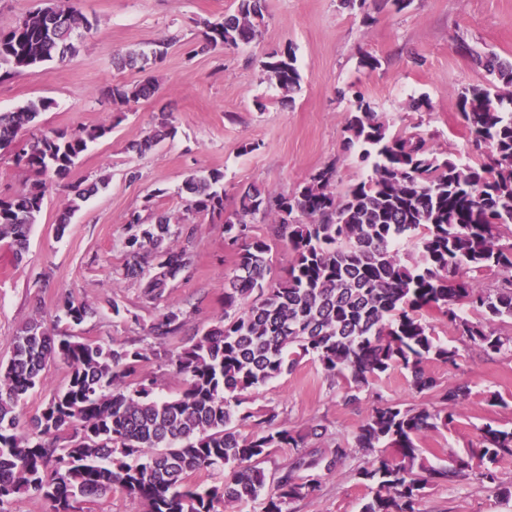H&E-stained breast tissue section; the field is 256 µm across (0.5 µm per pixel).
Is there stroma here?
<instances>
[{"label": "stroma", "mask_w": 512, "mask_h": 512, "mask_svg": "<svg viewBox=\"0 0 512 512\" xmlns=\"http://www.w3.org/2000/svg\"><path fill=\"white\" fill-rule=\"evenodd\" d=\"M265 5L266 26L258 41L201 52L203 21L234 12L238 0H81L83 13L96 24L80 38L75 56L0 80V112L48 98L54 106L42 113V130L111 128L65 178L55 180L23 259L0 245V363L9 359L17 332L34 318L52 333L70 330L103 344L143 346L151 341L154 319L173 305L184 311L186 323L168 342L171 350L215 324L224 315V275L234 265L223 225L191 218L192 270L151 302L137 283L113 280L125 260L130 213L138 212L146 224L161 212L185 217L182 182L193 171L221 172L230 208L247 187L289 192L332 160L336 192L344 194L368 178L372 165L344 148L350 104L342 92H361L391 132L417 133L436 152L481 161L458 113V97L465 89L490 86L493 78L455 44L463 41L512 60V0H411L400 11L390 5L375 8L372 0L355 9L342 0H265ZM161 39L170 45L155 70L158 93L113 109L106 88L145 77L136 67L116 69V60L149 50ZM288 46L301 76L289 96L264 79L260 68L265 56ZM366 54L378 59L375 70L360 67ZM416 100L421 108H413ZM163 111L173 116L175 137L141 156L128 152V144L149 134ZM132 168L140 173L134 182L126 176ZM92 183L98 191L72 214L64 233H57L73 186ZM67 296L97 308V315L70 327L60 310ZM112 299L124 307L123 317L113 316ZM424 319L442 343L458 350L455 364L432 361L427 372L441 385L465 383L471 390L455 421L422 441L428 461L445 466L468 456L483 426L512 427V353L486 356L457 336L441 313L427 312ZM493 394L501 396V404H490ZM360 397V405L345 404L341 384L308 355L292 372L244 394L243 406L276 408L291 428L322 426V436L311 446L328 458L336 445H351L373 404L429 408L436 402L434 393L412 389L409 375L400 370L374 381ZM368 458L353 448L336 468L314 470L316 495L288 504V512H361L369 490L355 472ZM494 471L492 483L460 479L428 486L418 502L420 512H512V498L501 493L512 487V457L495 464Z\"/></svg>", "instance_id": "stroma-1"}]
</instances>
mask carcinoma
<instances>
[{
	"mask_svg": "<svg viewBox=\"0 0 512 512\" xmlns=\"http://www.w3.org/2000/svg\"><path fill=\"white\" fill-rule=\"evenodd\" d=\"M264 2L239 0L236 13L203 21L200 49L256 41L265 27ZM92 28L74 0H56L0 29V68L6 67L0 79L55 58L65 61L77 51L74 37ZM456 48L512 86V62L464 42ZM165 54L166 43L159 41L127 63L151 70ZM262 68L285 93L300 85L289 47L269 55ZM157 90L158 80L149 75L114 83L106 95L120 109ZM52 105L40 98L0 112V150L14 153L34 176L27 189L0 195V243L18 259L51 186L44 177L68 173L89 144L112 130L103 124L34 132ZM459 115L473 142L490 147L492 164L464 163L452 152H435L419 135L391 133L358 93L345 118V147L372 161V174L341 196L333 191L336 163L330 162L290 193L249 187L229 213L221 175L189 174L183 181L187 213L224 224L225 244L235 255L232 272L224 275V317L176 352L166 344L185 324L177 307L151 325L149 348L52 334L38 319L26 323L0 364V512L24 493L42 497L51 512H72L78 499L105 496L116 486L138 498L145 512H227L257 499L261 512H286L288 503L316 494L317 480L308 471L336 466L351 448L337 445L326 461L308 449L310 433L286 427L272 407L241 410V395L293 370L307 355L343 382L347 405H358L361 391L394 369L410 373L417 392L437 395L430 409L379 403L368 410L354 437V447L373 454L356 471L370 492L361 512H418L430 484L470 477L494 482L492 465L512 457V427H485L479 448L451 466L427 464L420 446L427 433L454 422L470 394L468 385L443 387L426 372L430 361L455 363L458 351L434 336L424 313L447 316L459 336L487 355L512 349V339L495 328L512 320V244H499V228L512 224V111L499 93L474 88L459 95ZM175 134L172 114L163 112L153 132L127 150L141 156ZM257 224L271 225L292 253L286 275L275 283L267 282L272 246L254 233ZM128 226L121 276L158 301L192 267L193 230L165 213L144 224L133 212ZM404 236L419 241V258L409 265L399 257ZM471 271L497 272L504 286L485 288L468 277ZM465 306L480 312L485 324L464 319ZM62 310L73 326L96 314L69 297ZM152 356L165 357L180 379L176 396L156 397L152 380L129 381ZM56 359L67 365V380L25 430L19 407L44 384L43 372ZM246 427L251 431L244 434ZM276 448L294 455L269 476L262 464ZM216 469L224 472L221 482L202 490L189 483L191 475Z\"/></svg>",
	"mask_w": 512,
	"mask_h": 512,
	"instance_id": "cac0c4a2",
	"label": "carcinoma"
}]
</instances>
